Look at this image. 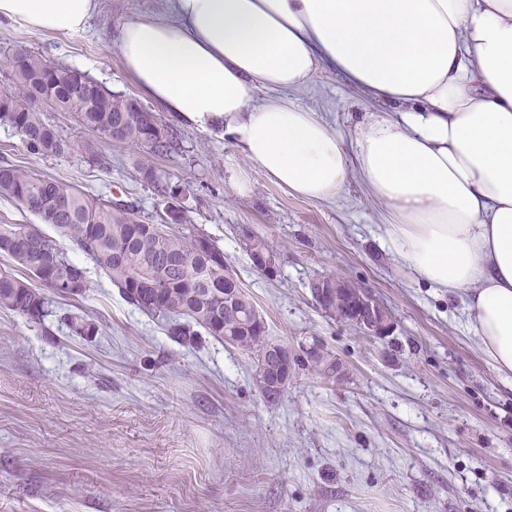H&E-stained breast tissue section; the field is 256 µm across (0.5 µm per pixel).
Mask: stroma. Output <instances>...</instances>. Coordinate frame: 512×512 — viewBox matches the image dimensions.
I'll list each match as a JSON object with an SVG mask.
<instances>
[{
	"label": "stroma",
	"mask_w": 512,
	"mask_h": 512,
	"mask_svg": "<svg viewBox=\"0 0 512 512\" xmlns=\"http://www.w3.org/2000/svg\"><path fill=\"white\" fill-rule=\"evenodd\" d=\"M99 3L79 33L1 24L0 89L13 55L30 49L137 95L112 33L162 0ZM299 101L345 138L379 109L328 69ZM46 118L71 142L67 156L31 155L0 124V160L134 202L161 223L164 205L138 172L142 148L97 138L67 112ZM162 118L179 145L155 165L185 188L191 225L223 249L269 338L318 344L345 374L331 383L296 369L284 396L266 402L249 353L208 336L178 345L61 240L86 270L84 297L59 301L41 323L0 310V512H512V384L470 340L463 296L383 248L369 190L352 181L327 202L291 196L231 141ZM93 149L110 170L90 165ZM233 165L247 170L249 193L233 188ZM245 227L278 252L276 275L253 267L238 239ZM317 275L371 291L390 312L388 336L322 312L308 288ZM65 312L95 320L98 335L67 336Z\"/></svg>",
	"instance_id": "stroma-1"
}]
</instances>
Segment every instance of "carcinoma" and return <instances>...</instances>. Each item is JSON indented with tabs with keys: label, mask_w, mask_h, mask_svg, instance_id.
<instances>
[{
	"label": "carcinoma",
	"mask_w": 512,
	"mask_h": 512,
	"mask_svg": "<svg viewBox=\"0 0 512 512\" xmlns=\"http://www.w3.org/2000/svg\"><path fill=\"white\" fill-rule=\"evenodd\" d=\"M12 84L0 91V121L21 137L27 151L43 158L67 154L70 143L46 120L43 108L72 113L84 130L108 139L117 136L155 157H168L177 132L161 116L126 94L112 92L87 74L20 50L13 56ZM141 181L163 199L167 220L152 224L135 204L86 194L73 184L0 162V197L19 202L40 224H49L102 271L131 305L163 324L182 346L199 337L220 342L239 337L269 372L279 368L274 343L251 297L224 265V251L199 246L207 234L185 226L183 190L150 165L139 167ZM0 256L26 271L18 277L0 270V309L39 322L54 299H72L89 289L85 270L39 224H0ZM73 336H94L98 325L80 316L64 319ZM317 374L336 379V360L322 354L307 359Z\"/></svg>",
	"instance_id": "carcinoma-1"
}]
</instances>
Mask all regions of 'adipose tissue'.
I'll use <instances>...</instances> for the list:
<instances>
[{"label": "adipose tissue", "instance_id": "adipose-tissue-1", "mask_svg": "<svg viewBox=\"0 0 512 512\" xmlns=\"http://www.w3.org/2000/svg\"><path fill=\"white\" fill-rule=\"evenodd\" d=\"M97 7L0 0V20L78 32ZM115 41L143 93L288 193L364 183L388 251L467 294L468 332L512 382V0H165ZM324 67L383 106L348 145L294 98Z\"/></svg>", "mask_w": 512, "mask_h": 512}]
</instances>
